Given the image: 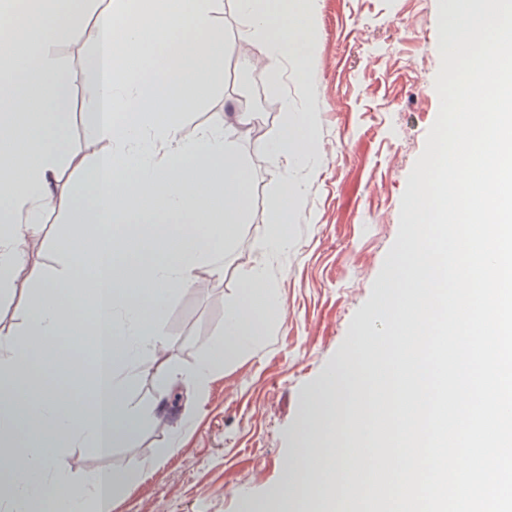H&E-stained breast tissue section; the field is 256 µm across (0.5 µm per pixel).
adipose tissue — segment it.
<instances>
[{"instance_id":"obj_1","label":"adipose tissue","mask_w":512,"mask_h":512,"mask_svg":"<svg viewBox=\"0 0 512 512\" xmlns=\"http://www.w3.org/2000/svg\"><path fill=\"white\" fill-rule=\"evenodd\" d=\"M85 22L74 0H39L24 24L0 7V288H9L41 220L63 210L68 228L53 242L63 271L35 269L26 293L28 317L18 337L0 336V460L27 449L21 470H0L6 512H105L113 493L139 475L95 473L75 483L54 474L51 451L81 447L102 454L126 444L137 413L129 388L144 351H163L161 318L174 293L197 282L200 259L216 254L243 211V163L226 129L206 127L179 138L176 118L208 94L224 52L214 15L223 0H185L182 13L158 25L148 0H87ZM251 21L243 42H260L267 68L304 59L309 43L291 0H236ZM80 32L92 81L82 119L90 160L78 164L92 196L71 204L57 193L60 138L67 121L65 84L54 42ZM307 115H296L269 142L270 153L305 169L314 161ZM399 270L383 281L381 303L360 327L357 357L339 359L327 385L300 409L297 448L284 467L276 502L297 506L299 458L358 462L372 455L375 475L396 495L397 456L389 429L397 379L389 371L392 338L373 336L397 310ZM280 297L252 273L224 313V340L189 372L204 387L235 363Z\"/></svg>"}]
</instances>
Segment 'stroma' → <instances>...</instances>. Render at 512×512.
<instances>
[{
	"mask_svg": "<svg viewBox=\"0 0 512 512\" xmlns=\"http://www.w3.org/2000/svg\"><path fill=\"white\" fill-rule=\"evenodd\" d=\"M447 0H298L312 27L306 64L281 61L278 71L245 67L256 56L240 42L249 22L234 0L216 17L226 33L224 57L208 97L180 115L178 136L189 140L227 114L262 112L258 135L233 139L245 164L241 221L220 256L198 265L199 287L179 290L163 320L166 351L145 352L130 390L141 411L129 446L96 454L81 447L54 454L57 473L77 482L92 472L136 470L140 480L113 500L112 512H243L267 508L296 446L299 412L372 317L380 284L399 264L395 238L407 177L439 111L434 81ZM88 48L72 34L53 57L69 73L71 118L60 147L57 191L73 202L89 198L77 162L86 154L81 121L91 82ZM311 114L318 161L301 172L267 150L270 138L295 114ZM299 194L288 206L293 245L269 258V214L282 204L284 181ZM65 213L44 217V241L29 248L0 299V331L20 333L27 315L30 266L63 268L52 240ZM264 269L284 308L269 318L242 357L216 372L205 390L185 374L224 335V310L241 293L251 269Z\"/></svg>",
	"mask_w": 512,
	"mask_h": 512,
	"instance_id": "obj_1",
	"label": "stroma"
}]
</instances>
